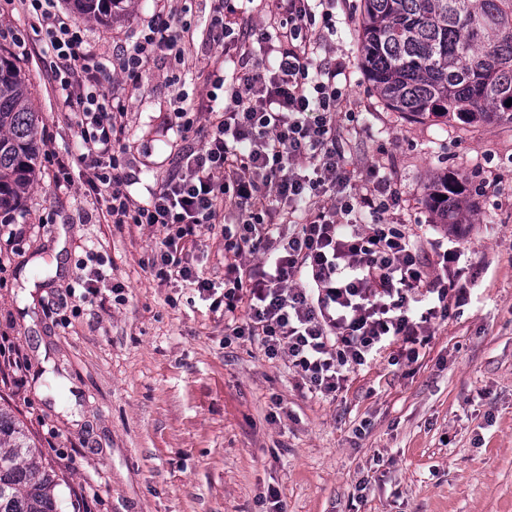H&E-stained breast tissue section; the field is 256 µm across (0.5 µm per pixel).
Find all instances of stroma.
<instances>
[{
    "label": "stroma",
    "instance_id": "stroma-1",
    "mask_svg": "<svg viewBox=\"0 0 512 512\" xmlns=\"http://www.w3.org/2000/svg\"><path fill=\"white\" fill-rule=\"evenodd\" d=\"M157 0H131L127 15L84 23L97 50H112L152 16ZM196 27L183 84L169 59L149 61L126 94L128 159L147 199L168 177L176 150L167 130L178 92L202 98L209 55L208 0H164ZM360 0H336V32L323 54L350 78L338 143L355 176L383 166L402 196L401 219L427 253L460 244L478 274L471 302L450 311L416 363L379 357L322 397L299 386L287 362L259 342H224V312L148 263L159 227L92 224L98 204L87 170L73 163L57 191L53 168L22 199L28 232H0V336L19 347L25 385L0 384L11 407L61 479L60 512H512V126L451 131L443 119L407 120L372 91L356 52ZM35 34L28 17L0 0V47L14 52L39 114L41 150L77 152L47 72L19 51ZM456 170L486 181L471 223L457 232L421 201L434 174ZM200 276L224 286V237L203 227L189 256ZM112 266V284L81 299L80 267Z\"/></svg>",
    "mask_w": 512,
    "mask_h": 512
}]
</instances>
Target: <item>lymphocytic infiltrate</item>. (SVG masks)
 I'll use <instances>...</instances> for the list:
<instances>
[{"label":"lymphocytic infiltrate","instance_id":"1","mask_svg":"<svg viewBox=\"0 0 512 512\" xmlns=\"http://www.w3.org/2000/svg\"><path fill=\"white\" fill-rule=\"evenodd\" d=\"M17 2L58 110L81 138L87 190L103 201L95 223L160 227L155 276L206 298L215 286L188 257L202 226L223 225L225 334L287 359L309 391L335 395L386 349L391 361L416 362L450 309L466 302L474 282L459 264L463 250L439 253L430 267L398 217L392 178L375 169L354 178L337 144L345 68L314 60L324 32L336 28L332 0H270L273 33L245 22L235 0H212L208 80L224 97L174 109L182 145L145 204L128 190L137 177L126 157V98L112 72L132 84L158 56L184 67L192 23L153 15L106 55L55 0ZM198 132L199 146L191 140Z\"/></svg>","mask_w":512,"mask_h":512}]
</instances>
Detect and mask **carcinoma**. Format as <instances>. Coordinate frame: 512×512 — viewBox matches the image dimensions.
Returning a JSON list of instances; mask_svg holds the SVG:
<instances>
[{
    "mask_svg": "<svg viewBox=\"0 0 512 512\" xmlns=\"http://www.w3.org/2000/svg\"><path fill=\"white\" fill-rule=\"evenodd\" d=\"M105 25L125 0H69ZM356 45L362 69L387 109L448 126L512 125V0H361ZM39 115L13 55L0 49V212L20 208L36 179ZM467 178L440 173L423 189L439 223H470ZM60 478L24 423L0 405V512H58Z\"/></svg>",
    "mask_w": 512,
    "mask_h": 512,
    "instance_id": "1",
    "label": "carcinoma"
}]
</instances>
